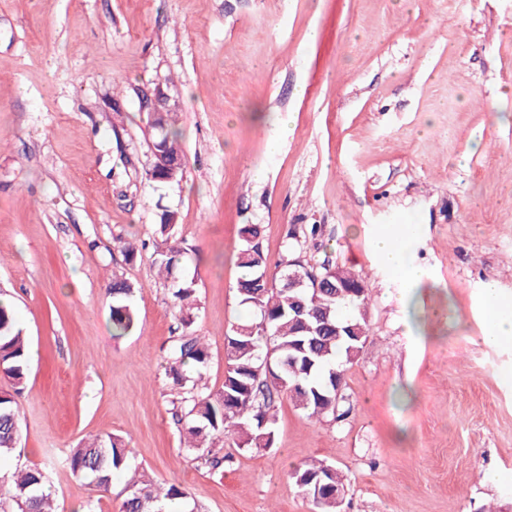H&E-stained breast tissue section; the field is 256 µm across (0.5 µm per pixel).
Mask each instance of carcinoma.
Instances as JSON below:
<instances>
[{
  "label": "carcinoma",
  "instance_id": "cac0c4a2",
  "mask_svg": "<svg viewBox=\"0 0 512 512\" xmlns=\"http://www.w3.org/2000/svg\"><path fill=\"white\" fill-rule=\"evenodd\" d=\"M161 156L154 157L151 179L164 182L160 159L183 158L179 132L171 124L152 137ZM177 215L165 211L157 232L154 265L164 281L171 284L174 306L181 322L191 323L195 305V280L184 274L187 251L176 244ZM242 243L237 253L243 274L236 292L241 305L251 309L254 319L233 326L225 336L224 384L217 394L202 385L210 356L208 347L192 334L174 344L166 368L174 386L185 391L177 422L181 445L211 469L224 466V458L212 448L233 436L241 449L270 448L275 443L278 396L288 398L310 418H342L347 357L352 346L363 349L369 336L368 293L363 279L328 260L312 266L302 250L289 247L277 263L280 276L267 278V257L259 243L255 225L241 228ZM329 277L345 285L336 290L313 293L296 287L294 281L308 282L312 275ZM135 285L125 278L112 279L110 320L115 336H126L137 327L133 298ZM355 326L356 339L336 336V327ZM28 343L17 325L11 305L0 303V376L13 392L0 391V458L13 455L19 445L20 412L15 400L28 373ZM69 469L78 481L106 490L112 475H127L121 491L119 512H202L181 487L154 484L132 465L130 450L118 436L95 438L71 449ZM297 490L311 503V512H341L345 478L335 467L323 462L304 464L291 473ZM14 498L20 512H53L51 493L41 468L19 470L12 475Z\"/></svg>",
  "mask_w": 512,
  "mask_h": 512
}]
</instances>
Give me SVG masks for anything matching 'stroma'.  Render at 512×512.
I'll use <instances>...</instances> for the list:
<instances>
[{"label":"stroma","mask_w":512,"mask_h":512,"mask_svg":"<svg viewBox=\"0 0 512 512\" xmlns=\"http://www.w3.org/2000/svg\"><path fill=\"white\" fill-rule=\"evenodd\" d=\"M158 85L186 161L171 184L148 175L141 94ZM166 209L210 392L227 333L251 316L241 227L259 225L269 265L292 245L363 278L370 335L347 367L346 417L282 397L273 448L225 439L219 470L181 448L165 374L176 320L153 264ZM410 223L427 277L408 296L372 241ZM116 274L139 288L121 338ZM489 286L512 300V0H0V294L30 340L0 512H17L9 477L29 467L46 470L56 512H117L124 474L104 491L65 463L112 435L204 512H309L290 473L312 460L346 474L344 512H512V341H482Z\"/></svg>","instance_id":"obj_1"}]
</instances>
